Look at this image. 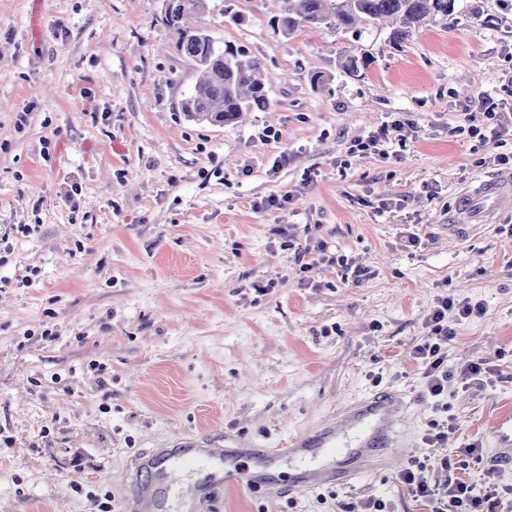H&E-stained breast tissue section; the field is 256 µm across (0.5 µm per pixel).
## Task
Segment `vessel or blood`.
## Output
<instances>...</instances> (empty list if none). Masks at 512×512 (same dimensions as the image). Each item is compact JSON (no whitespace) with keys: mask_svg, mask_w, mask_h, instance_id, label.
<instances>
[{"mask_svg":"<svg viewBox=\"0 0 512 512\" xmlns=\"http://www.w3.org/2000/svg\"><path fill=\"white\" fill-rule=\"evenodd\" d=\"M510 212L512 171L486 176L458 197L448 234L459 237ZM407 409L397 393L366 396L280 448H247L242 440L223 435L177 438L172 447L132 458L121 512H220L224 490L246 487L240 469L245 457L264 470L287 464L288 488L297 492L392 469L403 456L398 434ZM491 434L487 469L512 472V416H500Z\"/></svg>","mask_w":512,"mask_h":512,"instance_id":"obj_1","label":"vessel or blood"}]
</instances>
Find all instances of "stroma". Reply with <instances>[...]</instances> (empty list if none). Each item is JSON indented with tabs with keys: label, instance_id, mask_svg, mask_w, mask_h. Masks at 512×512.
Wrapping results in <instances>:
<instances>
[{
	"label": "stroma",
	"instance_id": "obj_1",
	"mask_svg": "<svg viewBox=\"0 0 512 512\" xmlns=\"http://www.w3.org/2000/svg\"><path fill=\"white\" fill-rule=\"evenodd\" d=\"M163 0H0V512L120 506L131 458L186 433L278 447L377 391L409 405L407 457L453 417L447 451L492 448L512 381L431 398L412 356L438 298L484 306L455 323L448 367L512 374V235H448L458 194L512 152V134H455L489 96L512 105V10L458 0L451 28L394 46L268 24L271 0H208L200 27L262 59L264 106L188 120L197 80ZM241 17L233 22L225 9ZM365 53L349 73L340 57ZM381 150L354 141L393 120ZM274 137H265V130ZM290 196L285 209L271 197ZM289 235H282V227ZM423 239L406 248V233ZM323 239L365 268L308 283L295 248ZM384 471L295 495L229 490L222 512H427Z\"/></svg>",
	"mask_w": 512,
	"mask_h": 512
}]
</instances>
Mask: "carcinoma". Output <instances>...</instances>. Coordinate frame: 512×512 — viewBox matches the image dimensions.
I'll return each mask as SVG.
<instances>
[{
  "label": "carcinoma",
  "mask_w": 512,
  "mask_h": 512,
  "mask_svg": "<svg viewBox=\"0 0 512 512\" xmlns=\"http://www.w3.org/2000/svg\"><path fill=\"white\" fill-rule=\"evenodd\" d=\"M272 30L288 39L303 27L345 29L361 37L391 19L397 47L419 30L455 24L457 0H275ZM207 9V0H164L165 25L178 50L197 68L199 78L182 104L187 116L213 125L237 121L252 106L266 103L268 80L264 63L241 46L217 41L187 19Z\"/></svg>",
  "instance_id": "cac0c4a2"
}]
</instances>
